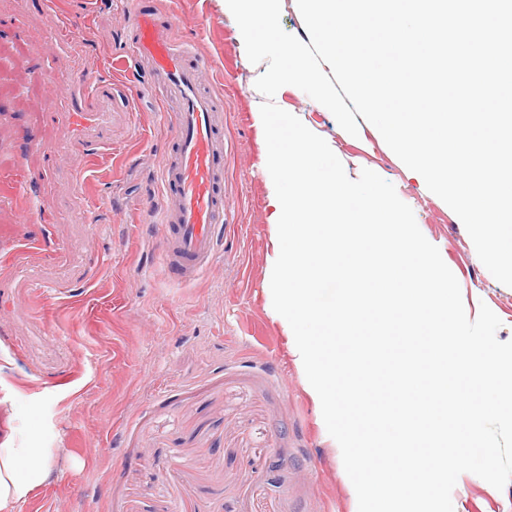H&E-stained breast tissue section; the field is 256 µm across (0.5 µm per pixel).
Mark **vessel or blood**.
<instances>
[{"instance_id": "b4317fda", "label": "vessel or blood", "mask_w": 512, "mask_h": 512, "mask_svg": "<svg viewBox=\"0 0 512 512\" xmlns=\"http://www.w3.org/2000/svg\"><path fill=\"white\" fill-rule=\"evenodd\" d=\"M52 0H40V14L50 29L48 52L59 70L58 89L68 108L36 115L38 130H50L66 151H44L38 140L27 143L37 153L34 168L18 165L8 183V200L0 199V281L10 267H22L31 254L54 251L49 237L35 228L47 221L49 207L40 186L49 181L63 159L87 163L97 145L111 144L105 108L128 111L127 95L97 63L87 62L71 74L70 61L87 42L104 41L103 33L74 27L54 14ZM132 31L127 52L156 79L163 111L171 115L172 146L159 166L162 222L157 225L159 249L171 276L182 283L195 281L210 268L218 233L224 223V136L220 98L208 88L206 65L178 44L169 20L144 7L127 13Z\"/></svg>"}]
</instances>
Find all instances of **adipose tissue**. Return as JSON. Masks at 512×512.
<instances>
[{
    "label": "adipose tissue",
    "instance_id": "obj_1",
    "mask_svg": "<svg viewBox=\"0 0 512 512\" xmlns=\"http://www.w3.org/2000/svg\"><path fill=\"white\" fill-rule=\"evenodd\" d=\"M55 455V449L32 439L0 441V512H20L38 490L47 488Z\"/></svg>",
    "mask_w": 512,
    "mask_h": 512
}]
</instances>
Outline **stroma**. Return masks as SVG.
Returning a JSON list of instances; mask_svg holds the SVG:
<instances>
[{
    "label": "stroma",
    "mask_w": 512,
    "mask_h": 512,
    "mask_svg": "<svg viewBox=\"0 0 512 512\" xmlns=\"http://www.w3.org/2000/svg\"><path fill=\"white\" fill-rule=\"evenodd\" d=\"M174 36L204 58L224 114V229L213 266L174 283L156 249L158 165L168 126L158 90L139 68L121 80L130 110L112 124V146L80 175L76 193L61 168L46 187L61 248L5 280L0 338L9 356L0 378L15 394L0 404L6 434L38 435L58 449L49 487L21 512H358L341 449L294 364L275 317L267 274L273 251L266 206L265 141L252 114L261 98L234 17L217 0H154ZM127 0L73 6L111 27L112 54L126 53ZM49 29L34 0H0V162L11 164L35 125L18 87L25 71L46 74L44 108L65 104L50 90ZM276 104L333 140L349 178L370 169L391 182L426 239L457 278L465 312L487 305L512 340V287L479 260L453 210L419 189L379 131L351 136L331 112L287 85ZM454 512H512V482L498 490L461 474Z\"/></svg>",
    "instance_id": "35a3bbf8"
}]
</instances>
